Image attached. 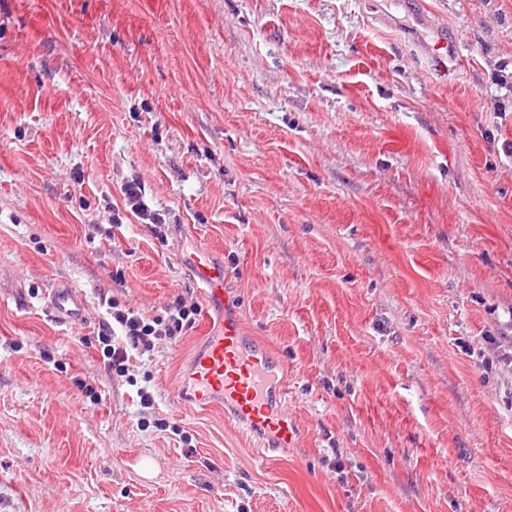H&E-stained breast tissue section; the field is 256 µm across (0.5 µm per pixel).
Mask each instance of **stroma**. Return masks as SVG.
<instances>
[{"label": "stroma", "instance_id": "obj_1", "mask_svg": "<svg viewBox=\"0 0 512 512\" xmlns=\"http://www.w3.org/2000/svg\"><path fill=\"white\" fill-rule=\"evenodd\" d=\"M399 2L0 0V512H512V0ZM133 179L165 239L96 237ZM194 245L288 366L276 455L171 396ZM180 298L105 368L108 301ZM434 66L442 73L449 70V65L461 63L460 50L455 34L446 28L437 31V39L433 48ZM47 313L58 321L79 326L84 322L85 304L81 293L69 286L52 288L46 297Z\"/></svg>", "mask_w": 512, "mask_h": 512}]
</instances>
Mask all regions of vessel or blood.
<instances>
[{"label": "vessel or blood", "instance_id": "vessel-or-blood-1", "mask_svg": "<svg viewBox=\"0 0 512 512\" xmlns=\"http://www.w3.org/2000/svg\"><path fill=\"white\" fill-rule=\"evenodd\" d=\"M433 60L443 73L461 62L457 38L448 29L437 32ZM183 262L191 270L204 301L223 306L224 315L195 351L187 374L172 390L174 399L182 407L221 404L226 420L245 424L252 433L265 438L268 447L293 446L296 427L284 402L286 364L245 335L236 301L226 289L224 264L212 251L194 249L184 255ZM46 311L58 321L74 326L85 320L83 296L68 286L48 293Z\"/></svg>", "mask_w": 512, "mask_h": 512}]
</instances>
